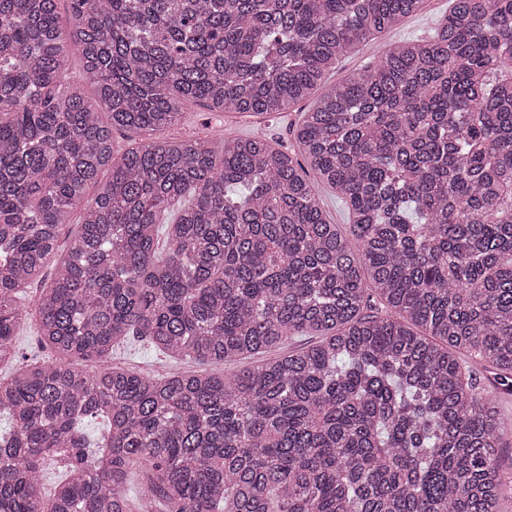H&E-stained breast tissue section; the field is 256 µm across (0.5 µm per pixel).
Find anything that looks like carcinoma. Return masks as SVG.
Here are the masks:
<instances>
[{"instance_id":"obj_1","label":"carcinoma","mask_w":512,"mask_h":512,"mask_svg":"<svg viewBox=\"0 0 512 512\" xmlns=\"http://www.w3.org/2000/svg\"><path fill=\"white\" fill-rule=\"evenodd\" d=\"M57 2L0 0V361L29 314L57 354L0 379V512H130L133 466L139 512H498L512 422L465 357L512 391V0H450L337 84L423 0H69L65 27ZM73 47L93 98L62 82ZM318 89L304 165L265 135L164 137L188 103ZM115 128L149 138L117 157ZM131 336L254 362L139 374L109 358ZM449 6L448 0H425L419 13L405 18L382 36L366 40L354 53L343 58L330 73V83L343 81L353 73L373 66L391 43L427 35L436 20L448 13ZM318 193L324 207L335 224H348V215L344 205L336 198V194L328 186H319Z\"/></svg>"}]
</instances>
